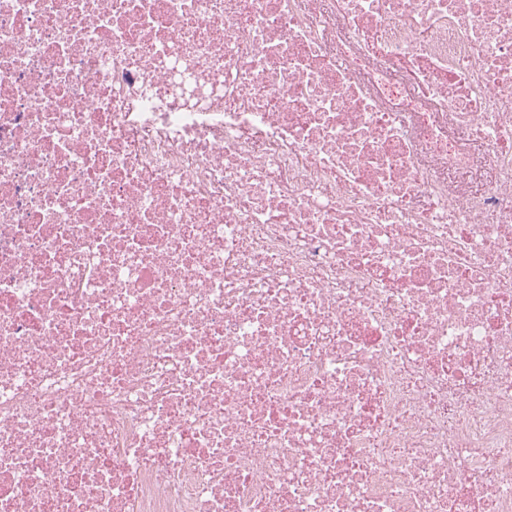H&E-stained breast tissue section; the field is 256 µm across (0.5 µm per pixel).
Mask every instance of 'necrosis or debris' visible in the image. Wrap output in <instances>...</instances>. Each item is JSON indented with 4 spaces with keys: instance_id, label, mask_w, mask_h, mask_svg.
Listing matches in <instances>:
<instances>
[{
    "instance_id": "necrosis-or-debris-1",
    "label": "necrosis or debris",
    "mask_w": 512,
    "mask_h": 512,
    "mask_svg": "<svg viewBox=\"0 0 512 512\" xmlns=\"http://www.w3.org/2000/svg\"><path fill=\"white\" fill-rule=\"evenodd\" d=\"M0 512H512V0H0Z\"/></svg>"
}]
</instances>
